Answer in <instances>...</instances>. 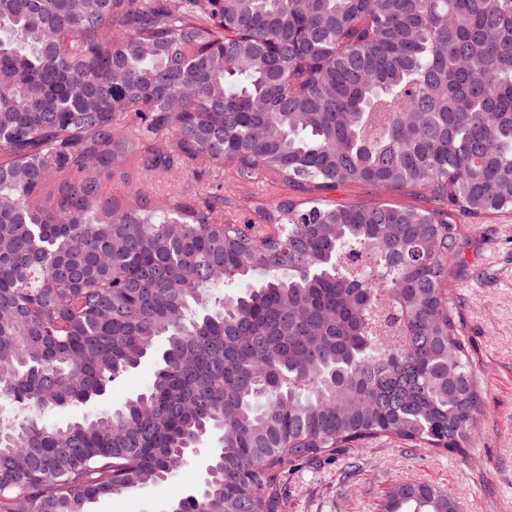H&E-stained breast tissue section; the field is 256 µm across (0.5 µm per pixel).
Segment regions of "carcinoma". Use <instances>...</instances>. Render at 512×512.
Listing matches in <instances>:
<instances>
[{"mask_svg": "<svg viewBox=\"0 0 512 512\" xmlns=\"http://www.w3.org/2000/svg\"><path fill=\"white\" fill-rule=\"evenodd\" d=\"M132 162L287 195L247 224L219 184L103 200ZM376 184L435 206L328 198ZM511 211L512 0H0V398L25 413L0 416V512H89L214 432L169 512H284L289 466L368 439L466 453L456 216ZM160 342L146 392L48 419ZM384 509L456 502L397 484Z\"/></svg>", "mask_w": 512, "mask_h": 512, "instance_id": "1", "label": "carcinoma"}]
</instances>
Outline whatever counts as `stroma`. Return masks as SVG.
<instances>
[{
    "instance_id": "obj_1",
    "label": "stroma",
    "mask_w": 512,
    "mask_h": 512,
    "mask_svg": "<svg viewBox=\"0 0 512 512\" xmlns=\"http://www.w3.org/2000/svg\"><path fill=\"white\" fill-rule=\"evenodd\" d=\"M226 183L224 175L186 167L148 179L130 171L114 175L107 195L123 198L142 191L148 199L192 191L200 182ZM282 193L254 187L225 209V222L256 216L275 206ZM462 262L449 284L461 332L471 347L483 402L481 427L465 454L413 447L398 440H370L289 468L283 485L286 512H383L389 489L401 482L436 486L457 503V512H512V214L482 224L458 217ZM155 370L145 359L86 412L119 406L146 388ZM215 439L191 453L178 476L146 490L97 500L92 512H167L180 498L198 494Z\"/></svg>"
}]
</instances>
